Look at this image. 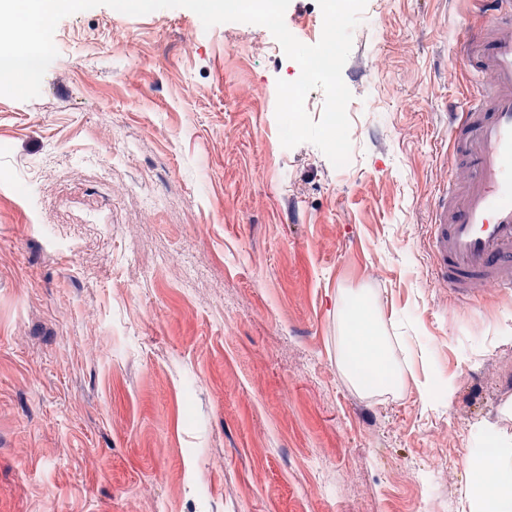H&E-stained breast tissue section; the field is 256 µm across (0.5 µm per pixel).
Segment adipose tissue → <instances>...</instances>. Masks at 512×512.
<instances>
[{
    "label": "adipose tissue",
    "mask_w": 512,
    "mask_h": 512,
    "mask_svg": "<svg viewBox=\"0 0 512 512\" xmlns=\"http://www.w3.org/2000/svg\"><path fill=\"white\" fill-rule=\"evenodd\" d=\"M341 337L336 362L352 385L371 395L397 394L408 385L397 369L381 311L370 294L344 300L339 311ZM504 425H488L471 434L466 457L473 477L462 490L468 512H512V403L501 409Z\"/></svg>",
    "instance_id": "adipose-tissue-1"
}]
</instances>
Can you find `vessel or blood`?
I'll list each match as a JSON object with an SVG mask.
<instances>
[{"label":"vessel or blood","instance_id":"1","mask_svg":"<svg viewBox=\"0 0 512 512\" xmlns=\"http://www.w3.org/2000/svg\"><path fill=\"white\" fill-rule=\"evenodd\" d=\"M481 10L454 63L482 83L464 109L448 107L453 174L429 202L433 284L463 302L512 289V0Z\"/></svg>","mask_w":512,"mask_h":512}]
</instances>
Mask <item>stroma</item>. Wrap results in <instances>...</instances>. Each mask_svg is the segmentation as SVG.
<instances>
[{"label":"stroma","instance_id":"stroma-1","mask_svg":"<svg viewBox=\"0 0 512 512\" xmlns=\"http://www.w3.org/2000/svg\"><path fill=\"white\" fill-rule=\"evenodd\" d=\"M284 20L319 41L318 0ZM481 20L367 0L341 168L282 146L300 72L266 27L59 21L40 95L0 96V512H467L471 431L512 400V295L433 286L427 205ZM362 288L416 378L400 396L337 367L336 299ZM433 374L451 395L423 396Z\"/></svg>","mask_w":512,"mask_h":512}]
</instances>
